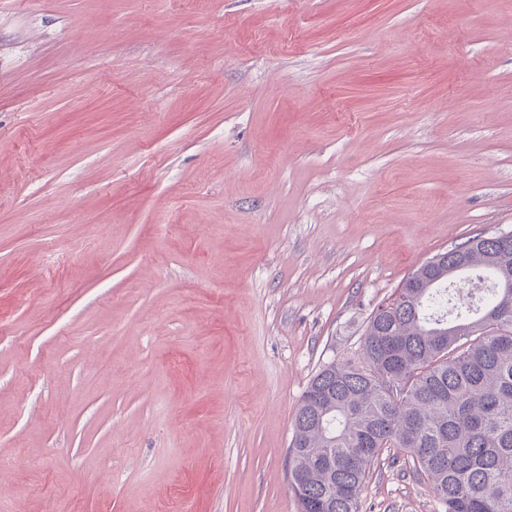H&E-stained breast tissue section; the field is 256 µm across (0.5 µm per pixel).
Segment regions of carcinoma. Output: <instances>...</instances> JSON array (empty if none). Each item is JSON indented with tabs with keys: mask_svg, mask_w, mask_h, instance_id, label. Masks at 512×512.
I'll list each match as a JSON object with an SVG mask.
<instances>
[{
	"mask_svg": "<svg viewBox=\"0 0 512 512\" xmlns=\"http://www.w3.org/2000/svg\"><path fill=\"white\" fill-rule=\"evenodd\" d=\"M415 271L373 313L363 361L332 363L299 403L288 469L306 475L299 512H359L382 457L426 477L445 512H512V233L476 235ZM491 287L438 310L448 270Z\"/></svg>",
	"mask_w": 512,
	"mask_h": 512,
	"instance_id": "1",
	"label": "carcinoma"
}]
</instances>
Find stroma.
Instances as JSON below:
<instances>
[{
  "label": "stroma",
  "instance_id": "1",
  "mask_svg": "<svg viewBox=\"0 0 512 512\" xmlns=\"http://www.w3.org/2000/svg\"><path fill=\"white\" fill-rule=\"evenodd\" d=\"M508 232L512 0H0V512H298L312 378Z\"/></svg>",
  "mask_w": 512,
  "mask_h": 512
}]
</instances>
